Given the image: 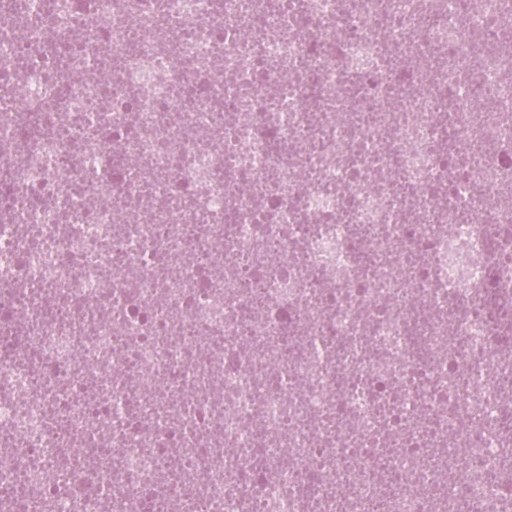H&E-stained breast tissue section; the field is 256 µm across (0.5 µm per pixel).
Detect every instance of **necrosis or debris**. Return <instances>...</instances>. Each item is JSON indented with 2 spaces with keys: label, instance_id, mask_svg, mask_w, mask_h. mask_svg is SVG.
<instances>
[{
  "label": "necrosis or debris",
  "instance_id": "necrosis-or-debris-1",
  "mask_svg": "<svg viewBox=\"0 0 512 512\" xmlns=\"http://www.w3.org/2000/svg\"><path fill=\"white\" fill-rule=\"evenodd\" d=\"M505 42L512 0H0V512H512Z\"/></svg>",
  "mask_w": 512,
  "mask_h": 512
}]
</instances>
